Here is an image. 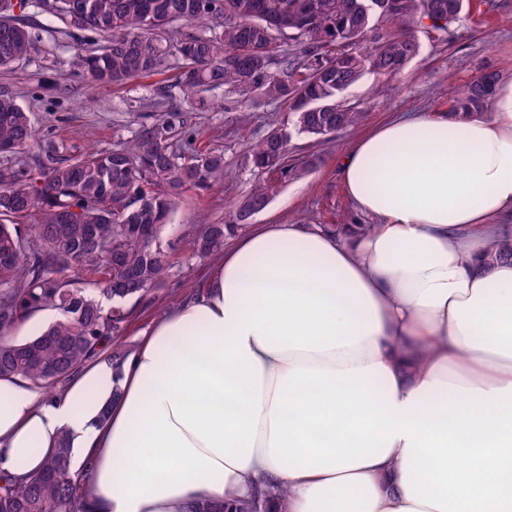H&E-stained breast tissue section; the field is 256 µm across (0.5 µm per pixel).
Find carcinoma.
I'll use <instances>...</instances> for the list:
<instances>
[{"mask_svg":"<svg viewBox=\"0 0 512 512\" xmlns=\"http://www.w3.org/2000/svg\"><path fill=\"white\" fill-rule=\"evenodd\" d=\"M74 17L66 0L50 13L69 34L106 39L77 51L74 71L94 83L122 85L181 60L176 82L189 97L224 91V111L258 99L288 106V125L248 146L240 164L296 181L313 159H288L294 135L329 142L363 123L365 109L344 94L366 72L392 78L418 55L416 26L448 31L468 0H86ZM40 2L0 0V68L27 58L29 27L13 15ZM499 74L484 71L455 98L448 116H484ZM35 139L29 113L0 94V378L19 377L56 395L87 361L112 348L123 357L128 299H149L173 268L166 240L177 199L224 174V153L195 147L181 113L140 124L107 151L65 155L45 143L32 166L17 154ZM271 187L255 181L220 224L184 228L193 250L214 255L262 212ZM56 318L16 340L7 331L37 312ZM268 493L204 504L199 512H269ZM85 481L68 464L66 443L41 468L18 480L0 474V512H87Z\"/></svg>","mask_w":512,"mask_h":512,"instance_id":"1","label":"carcinoma"}]
</instances>
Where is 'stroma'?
<instances>
[{"label": "stroma", "mask_w": 512, "mask_h": 512, "mask_svg": "<svg viewBox=\"0 0 512 512\" xmlns=\"http://www.w3.org/2000/svg\"><path fill=\"white\" fill-rule=\"evenodd\" d=\"M36 38L31 56L7 69H0V91L8 92L30 114L35 146L53 141L64 154H79L89 148L105 150L130 137L140 122L154 120L167 110L181 112L185 128L198 147L224 152L223 179L207 189L184 192L172 215L167 234L174 242L179 261L171 269L164 288L148 301H128L130 321L124 332V349H133L138 333L157 317L160 308L192 298L202 287L213 257L196 254L181 229L190 224L223 220L226 209L246 195L255 182L240 157L250 142L288 118V108L278 103L252 112L247 124L239 115L221 108L202 109L174 87L175 69L126 84H90L75 73L69 61L76 48L92 50L100 39L91 33L70 35L58 22L31 7L19 16ZM420 52L392 80L365 74L347 93L349 100L366 111L365 122L336 132L333 140L320 144L296 137L291 158L312 154L317 165L295 182L281 181L277 174L264 179L274 191L268 207L255 216L258 224H313L319 227L345 224L353 216L351 204L337 172V159L362 134L403 112L443 114L450 100L481 71L498 72L512 80V0H471L459 22L447 32L418 29Z\"/></svg>", "instance_id": "obj_1"}]
</instances>
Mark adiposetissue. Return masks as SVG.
Wrapping results in <instances>:
<instances>
[{
  "label": "adipose tissue",
  "mask_w": 512,
  "mask_h": 512,
  "mask_svg": "<svg viewBox=\"0 0 512 512\" xmlns=\"http://www.w3.org/2000/svg\"><path fill=\"white\" fill-rule=\"evenodd\" d=\"M355 216L260 224L201 290L54 397L0 379V470L59 442L89 512H512V81L487 119L414 112L339 169ZM268 493L266 490H257L255 495L248 499L230 498L221 505L203 504L199 512H270L268 510Z\"/></svg>",
  "instance_id": "obj_1"
}]
</instances>
